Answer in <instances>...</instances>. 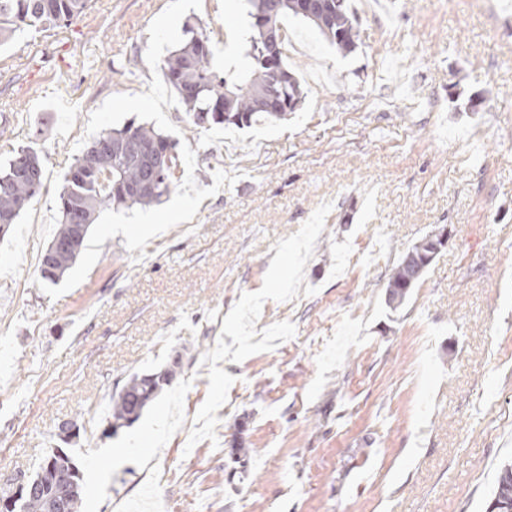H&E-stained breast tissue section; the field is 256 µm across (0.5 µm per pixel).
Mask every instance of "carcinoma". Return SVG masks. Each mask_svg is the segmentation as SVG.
Instances as JSON below:
<instances>
[{
	"label": "carcinoma",
	"instance_id": "obj_1",
	"mask_svg": "<svg viewBox=\"0 0 512 512\" xmlns=\"http://www.w3.org/2000/svg\"><path fill=\"white\" fill-rule=\"evenodd\" d=\"M88 0H0V45L17 32L37 29L45 24L64 26L78 17ZM247 16L252 31L244 64L226 66L220 71L212 65L213 50L209 37L188 25L176 49L166 57L161 70L175 92L186 115L188 128L212 125L250 127L263 120L283 119L297 111L304 100V90L297 75L289 68L285 49L276 58L268 56L260 30L261 22L282 30L281 19L287 15L303 17L297 0H247ZM342 54L357 47L358 32L347 0L326 7L317 18H306ZM275 93L288 110L266 109L269 93ZM103 140L110 152L95 148ZM177 143L152 125L133 121L120 128L105 129L94 136L65 178L58 197L61 222L54 239H70L71 249L52 263L42 264V278L56 282L75 264L86 241L76 236L73 225L91 228L96 213L109 207H150L167 197L176 187L179 166ZM169 154L171 166L151 176L150 166L156 152ZM43 158L38 149L27 146L0 167V224L15 223L21 211L39 195L44 181ZM430 237L409 248L392 269L387 282L388 302L399 306L417 284L413 280L417 263L429 266L434 259ZM169 383V372L135 373L112 397L110 426L122 427L136 421L143 410ZM53 466L50 483L15 502L11 512H54L63 504V512H79L83 486L79 468L63 449H56L41 463L39 470Z\"/></svg>",
	"mask_w": 512,
	"mask_h": 512
}]
</instances>
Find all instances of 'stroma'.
<instances>
[{
	"instance_id": "obj_1",
	"label": "stroma",
	"mask_w": 512,
	"mask_h": 512,
	"mask_svg": "<svg viewBox=\"0 0 512 512\" xmlns=\"http://www.w3.org/2000/svg\"><path fill=\"white\" fill-rule=\"evenodd\" d=\"M384 2L351 0L348 55L285 18L305 101L243 129H188L160 69L188 24L240 60L242 0H89L0 47V164L45 160L0 238V495L60 447L80 512H487L512 462V0ZM131 121L176 140L177 187L101 211L45 282L65 174ZM159 369L108 433L112 395ZM447 238V231L442 230L437 235L425 236L408 249L399 263L392 269L388 278L386 288H388L389 304L396 305L397 307L404 302L410 295L411 289L416 286L422 274L434 259L435 256H432L434 251L438 253L445 246ZM430 239L433 241L435 250H433ZM410 252L424 265L423 271L422 268L419 269V273L422 271L421 276L413 281L412 277L416 273L417 261L409 259ZM168 383L167 370L131 375L119 393L112 397L110 412L112 429L136 421L148 404L157 397L163 386Z\"/></svg>"
}]
</instances>
